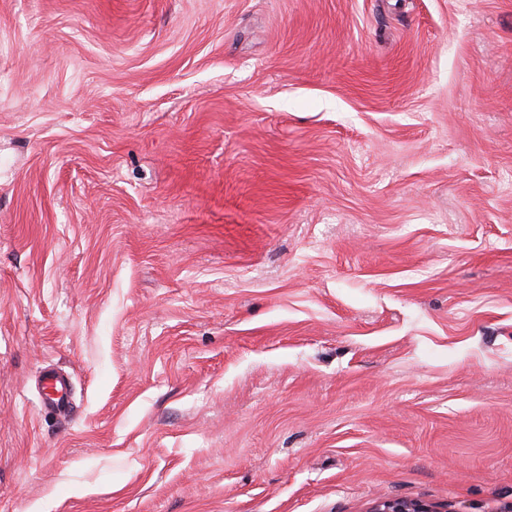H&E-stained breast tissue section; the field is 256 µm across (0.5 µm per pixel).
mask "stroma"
I'll use <instances>...</instances> for the list:
<instances>
[{
  "mask_svg": "<svg viewBox=\"0 0 512 512\" xmlns=\"http://www.w3.org/2000/svg\"><path fill=\"white\" fill-rule=\"evenodd\" d=\"M388 498L512 512V0H0V512Z\"/></svg>",
  "mask_w": 512,
  "mask_h": 512,
  "instance_id": "1",
  "label": "stroma"
}]
</instances>
